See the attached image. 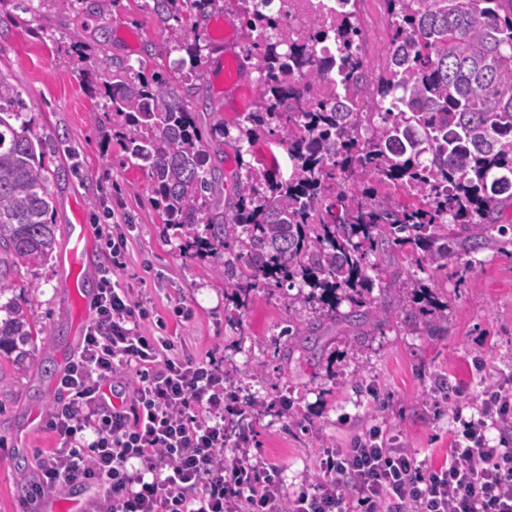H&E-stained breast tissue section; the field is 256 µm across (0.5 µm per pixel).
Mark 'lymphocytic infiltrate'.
Here are the masks:
<instances>
[{"label": "lymphocytic infiltrate", "mask_w": 512, "mask_h": 512, "mask_svg": "<svg viewBox=\"0 0 512 512\" xmlns=\"http://www.w3.org/2000/svg\"><path fill=\"white\" fill-rule=\"evenodd\" d=\"M94 305L46 421L58 446L26 502L96 484L104 512H512L511 391L486 392L447 465L427 467L373 429L327 450L320 480L287 495L279 466L248 456L251 430L221 367L146 334L149 309L119 281L103 278Z\"/></svg>", "instance_id": "lymphocytic-infiltrate-1"}]
</instances>
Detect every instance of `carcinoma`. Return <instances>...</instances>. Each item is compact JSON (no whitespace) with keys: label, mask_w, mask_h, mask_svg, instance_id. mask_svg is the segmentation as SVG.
I'll list each match as a JSON object with an SVG mask.
<instances>
[{"label":"carcinoma","mask_w":512,"mask_h":512,"mask_svg":"<svg viewBox=\"0 0 512 512\" xmlns=\"http://www.w3.org/2000/svg\"><path fill=\"white\" fill-rule=\"evenodd\" d=\"M232 2L260 87L235 135L218 112L202 130L187 100L211 49L203 28L224 0H142L160 30L180 32L165 56H186L149 77L118 58L85 75L104 89L123 150L118 163L147 173L154 209L184 253L224 256L216 272L237 309L248 308L256 289L286 283L297 289L288 308L335 318L346 302L343 321L361 330L376 324L371 294L391 254L419 251L407 270L416 282L419 272L432 276L503 243L509 227L499 214L512 205V0H385L390 48L374 84L366 61L354 57L355 14L312 34L336 42L346 69L347 94L321 110L289 108L302 102L292 70L318 67L309 44L256 37L273 26L272 0ZM28 113L0 73V356L18 365L39 331L12 292L21 268L53 253L49 184L61 174L45 167L49 143ZM260 140L288 144V176L244 163L226 211L224 170L211 155L226 143L249 153ZM390 184L419 204L400 208L378 197L377 186ZM450 224L463 236L448 232ZM447 322L431 296L408 328L441 336Z\"/></svg>","instance_id":"obj_1"}]
</instances>
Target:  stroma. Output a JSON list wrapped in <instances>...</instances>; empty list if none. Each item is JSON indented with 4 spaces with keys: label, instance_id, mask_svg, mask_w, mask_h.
<instances>
[{
    "label": "stroma",
    "instance_id": "stroma-1",
    "mask_svg": "<svg viewBox=\"0 0 512 512\" xmlns=\"http://www.w3.org/2000/svg\"><path fill=\"white\" fill-rule=\"evenodd\" d=\"M356 16L363 55L378 66L390 42L383 0H358ZM164 40L134 0H119L108 16L89 12L84 0L66 11L57 0H0V72L17 85L36 132L52 145L45 166L67 172L49 186L57 228L52 256L16 281L24 308L45 333L24 365L0 360V512H19L39 454L58 445L45 421L91 321L69 286L67 253L78 237L89 242L85 271L94 289L111 266L107 236L126 237L118 275L153 307L148 332L177 337L223 367L228 386L248 405L249 454L281 467L284 491L319 479L326 449L348 447L374 428L428 465L443 464L462 420L478 417L484 392L512 389V245L475 253L466 272L452 264L448 276L423 279L448 304L444 335L407 332L413 316L394 306L396 289L408 285L412 259L404 256L399 274L373 290L383 312L379 330L363 335L325 318L317 346L305 353L302 337L285 333L287 289H258L248 309L237 310L212 263L185 256L161 224L146 173L112 162L120 146L103 137L104 99L90 95L83 68L119 56L155 69L146 47ZM217 68L213 61L204 69L189 106L222 113L232 128L256 103L258 73L245 66L233 98ZM177 306L191 309L192 319L176 317Z\"/></svg>",
    "mask_w": 512,
    "mask_h": 512
}]
</instances>
